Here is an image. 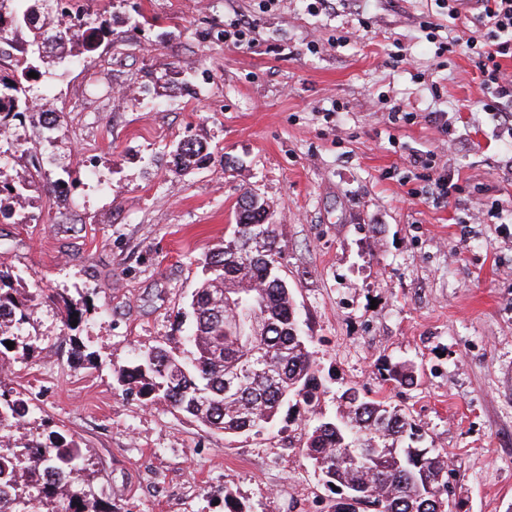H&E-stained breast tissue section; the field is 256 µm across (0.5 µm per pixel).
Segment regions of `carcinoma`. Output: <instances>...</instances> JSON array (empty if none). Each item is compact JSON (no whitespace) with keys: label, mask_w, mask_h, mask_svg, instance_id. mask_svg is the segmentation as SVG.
<instances>
[{"label":"carcinoma","mask_w":512,"mask_h":512,"mask_svg":"<svg viewBox=\"0 0 512 512\" xmlns=\"http://www.w3.org/2000/svg\"><path fill=\"white\" fill-rule=\"evenodd\" d=\"M54 0H0V32L4 22L24 35L13 46L12 77L0 76V129L8 119L28 111V73L44 58L42 42L64 49L71 59L91 51L106 38L83 11L71 17V36L51 41ZM205 157L193 138L179 143L174 165L187 169ZM267 204L246 192L238 204L233 239L205 254L206 277L190 303L192 326L186 342L192 356L183 358L159 345L114 367L125 393L146 403L165 404L203 424L239 436L270 427L284 406L312 407L321 388L313 339L303 334L293 296L279 270ZM241 292L256 301L255 319L264 329L260 350L264 370L245 374L242 366L251 348L237 324ZM44 299L66 311L65 325L82 316L77 303L63 295L44 294L0 265V512H120L98 497L95 476L88 468L87 449L62 432L48 440L34 434L29 417L33 406L25 394L6 387L3 378L12 364L30 357L39 333L30 319L35 302ZM14 342L9 349L5 342ZM388 380L410 385L414 371L406 365L387 368ZM420 429L412 416L385 400H369L353 390L340 396L336 416L308 431L305 455L319 465L326 487L339 496L331 512H441L448 503V453L417 446Z\"/></svg>","instance_id":"obj_1"}]
</instances>
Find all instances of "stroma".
Here are the masks:
<instances>
[{
    "instance_id": "1",
    "label": "stroma",
    "mask_w": 512,
    "mask_h": 512,
    "mask_svg": "<svg viewBox=\"0 0 512 512\" xmlns=\"http://www.w3.org/2000/svg\"><path fill=\"white\" fill-rule=\"evenodd\" d=\"M81 4L108 36L73 63L48 55L30 94L57 124L11 118L18 147L0 157L1 177H29L37 216L0 214V264L82 305L71 328L39 305L38 348L6 378L41 434L87 448L121 512H224L228 492L250 512H328L303 445L355 387L447 451L454 512H512V136L466 48L440 53L443 0ZM242 26L248 40L229 39ZM189 135L210 155L179 173ZM430 150L455 173L450 201L409 163ZM247 191L269 205L322 386L314 407L228 438L125 395L113 368L182 347L200 261ZM398 362L416 383L384 381Z\"/></svg>"
}]
</instances>
